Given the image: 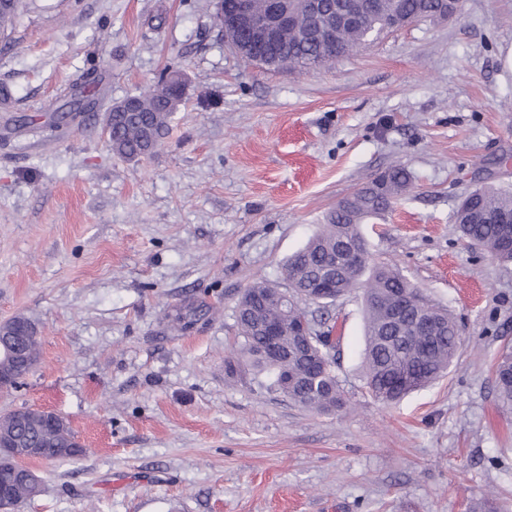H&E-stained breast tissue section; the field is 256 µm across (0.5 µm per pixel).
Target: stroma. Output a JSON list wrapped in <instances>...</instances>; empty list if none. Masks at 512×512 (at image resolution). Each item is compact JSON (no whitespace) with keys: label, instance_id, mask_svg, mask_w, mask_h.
<instances>
[{"label":"stroma","instance_id":"stroma-1","mask_svg":"<svg viewBox=\"0 0 512 512\" xmlns=\"http://www.w3.org/2000/svg\"><path fill=\"white\" fill-rule=\"evenodd\" d=\"M214 0H24L0 34V322L41 330L0 413L53 411L84 451L35 463L19 512H512V264L458 236L480 186L512 189V0L370 38L330 65L270 70L212 23ZM182 71L155 152L114 155L101 115ZM91 106L67 113L89 68ZM400 164L411 190L362 230L462 331L445 377L367 397L362 293L322 309L349 404L295 406L228 378L234 307L326 215ZM494 383L502 408L512 410V348L502 349L494 364Z\"/></svg>","mask_w":512,"mask_h":512}]
</instances>
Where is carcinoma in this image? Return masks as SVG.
<instances>
[{
  "label": "carcinoma",
  "mask_w": 512,
  "mask_h": 512,
  "mask_svg": "<svg viewBox=\"0 0 512 512\" xmlns=\"http://www.w3.org/2000/svg\"><path fill=\"white\" fill-rule=\"evenodd\" d=\"M342 0H320L322 10L299 13L281 35L280 50L262 66L302 71L327 64L345 56L364 44L370 34L385 29L397 17L438 19L448 10L460 11V0H360V21L351 27L336 29V37L327 42L314 35L326 21V13ZM21 0H0V30L14 23ZM186 86L183 73L166 67L146 90L127 100L135 103L128 111L123 103L111 110L108 145L113 153L129 161L150 155L169 130L172 116L183 100ZM413 185V176L404 166L391 167L350 197L340 201L307 244L288 258L284 265L288 287L280 289L266 284L249 287L235 309L239 328L238 349L228 362L230 375L245 370L258 387L275 391L293 403L320 412L339 411L348 404L333 365L323 366L326 352L321 338L332 333L334 326L310 316L300 306L308 300L309 289L328 267H336L337 298L362 288L365 302V348L362 378L371 399L379 404L393 405L409 393L424 388L442 377L458 356L461 336L453 315L434 303L414 287L387 262L372 259L360 224L368 217L380 216L393 208ZM467 206L458 208L455 224L463 239L478 246L502 263L512 262V250L502 242V228L483 220L486 214L512 215V191L476 188L466 194ZM288 294L294 305L283 313L276 302ZM418 302L405 325L415 320L421 310L443 323L442 331L419 344L408 331L395 336L388 325L386 311L397 296ZM262 318L271 317L285 323L279 337L282 358L273 362L263 354L264 337L253 318L252 308ZM293 381L282 383L284 374ZM494 383L502 408L512 410V348L502 349L494 364ZM15 434L20 440L37 444L49 427L31 429L12 423L7 414L0 415V429Z\"/></svg>",
  "instance_id": "carcinoma-1"
}]
</instances>
